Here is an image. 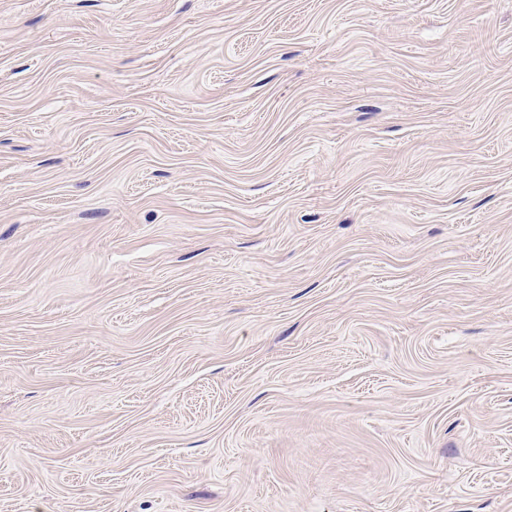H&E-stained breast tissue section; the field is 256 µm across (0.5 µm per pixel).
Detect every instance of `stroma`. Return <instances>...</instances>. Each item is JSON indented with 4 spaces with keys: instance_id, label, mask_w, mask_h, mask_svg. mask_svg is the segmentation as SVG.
Segmentation results:
<instances>
[{
    "instance_id": "35a3bbf8",
    "label": "stroma",
    "mask_w": 512,
    "mask_h": 512,
    "mask_svg": "<svg viewBox=\"0 0 512 512\" xmlns=\"http://www.w3.org/2000/svg\"><path fill=\"white\" fill-rule=\"evenodd\" d=\"M0 512H512V0H0Z\"/></svg>"
}]
</instances>
